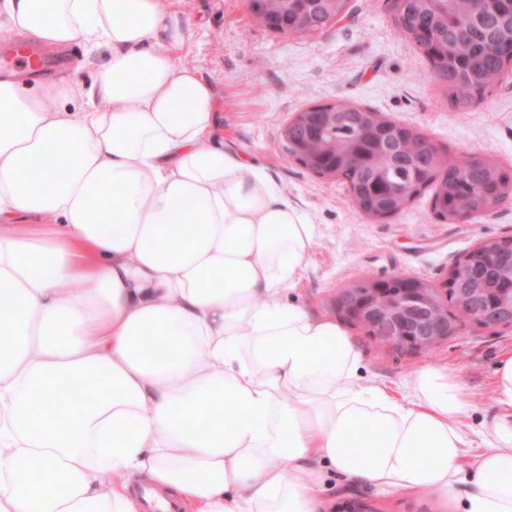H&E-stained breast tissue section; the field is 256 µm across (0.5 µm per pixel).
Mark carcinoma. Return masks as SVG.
<instances>
[{"instance_id":"obj_1","label":"carcinoma","mask_w":512,"mask_h":512,"mask_svg":"<svg viewBox=\"0 0 512 512\" xmlns=\"http://www.w3.org/2000/svg\"><path fill=\"white\" fill-rule=\"evenodd\" d=\"M347 0H266L251 10L254 21L270 28L276 19L293 29L313 33L326 28L344 12ZM405 20L390 12L396 33L409 40L429 62L436 81L451 103L465 108L504 72L505 43L512 44V5L504 0H398ZM284 137L288 154L300 153L312 169L336 170L356 207L372 219L381 208L401 211L403 200L416 188L432 192L433 204L447 211L463 205L476 208L480 198L512 197V169L495 162L482 165L476 157L442 153L426 135L383 113L359 104L336 101L298 112ZM505 285L484 278L472 280L469 295L460 299L452 288H429L435 304L430 316L448 313L450 331L468 322L469 301L495 302ZM337 308L350 323L361 326L378 343L372 316Z\"/></svg>"}]
</instances>
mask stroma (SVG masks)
<instances>
[{"label":"stroma","mask_w":512,"mask_h":512,"mask_svg":"<svg viewBox=\"0 0 512 512\" xmlns=\"http://www.w3.org/2000/svg\"><path fill=\"white\" fill-rule=\"evenodd\" d=\"M199 29L183 60L209 81L219 102L220 139L263 168L311 219L315 238L289 300L316 317L338 318L339 291L365 279L404 274L440 286L449 270L482 240L512 237V199L458 223L436 220L421 196L387 221L365 218L345 185L314 176L288 155L284 129L307 106L348 100L424 132L443 151L484 156L512 167V68L483 100L452 106L414 45L397 37L383 0H348L345 16L325 29L285 36L257 24L246 0H173ZM364 370L390 394L422 367L461 373L465 417L472 430L495 410L493 378L512 353V326L486 331L465 325L428 350L374 343L348 325ZM344 512H430L417 498L380 499L330 482Z\"/></svg>","instance_id":"obj_1"}]
</instances>
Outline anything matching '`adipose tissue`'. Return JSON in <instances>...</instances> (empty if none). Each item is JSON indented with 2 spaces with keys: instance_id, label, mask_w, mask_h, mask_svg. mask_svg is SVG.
<instances>
[{
  "instance_id": "1",
  "label": "adipose tissue",
  "mask_w": 512,
  "mask_h": 512,
  "mask_svg": "<svg viewBox=\"0 0 512 512\" xmlns=\"http://www.w3.org/2000/svg\"><path fill=\"white\" fill-rule=\"evenodd\" d=\"M0 35L109 51L88 86L0 76V512H142L135 479L179 512H329V471L512 512V356L473 440L461 374L395 400L340 323L284 301L315 227L211 146L171 0H0Z\"/></svg>"
}]
</instances>
